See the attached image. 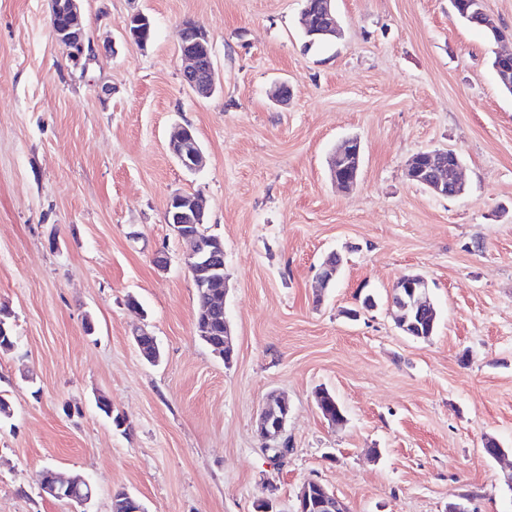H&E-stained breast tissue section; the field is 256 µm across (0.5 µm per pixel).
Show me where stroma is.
I'll list each match as a JSON object with an SVG mask.
<instances>
[{
	"label": "stroma",
	"instance_id": "1",
	"mask_svg": "<svg viewBox=\"0 0 512 512\" xmlns=\"http://www.w3.org/2000/svg\"><path fill=\"white\" fill-rule=\"evenodd\" d=\"M334 5L341 36L308 50L303 0H81L94 54L77 66L50 0H0V307L17 338L0 353L12 406L0 512H73L41 493L48 467L95 485L86 512H112L118 489L146 512H255L267 495L297 512L311 480L348 512H447L460 494L469 512H512V94L492 69L499 45L453 20L450 0ZM137 10L155 27L144 46L121 30ZM186 19L212 45L207 99L181 79ZM178 124L198 137L199 172L168 147ZM348 137L362 168L344 193L328 158ZM438 148L463 161L459 197L406 176ZM184 192L205 199L206 231L224 242L228 365L194 333L187 247L164 221ZM333 252L336 285L316 295ZM411 272L437 310L426 341L401 333L388 303ZM367 293L377 306L363 312ZM319 388L343 426L319 412ZM272 391L291 407L283 457L254 427ZM489 438L506 459L484 453Z\"/></svg>",
	"mask_w": 512,
	"mask_h": 512
}]
</instances>
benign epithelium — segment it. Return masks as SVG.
<instances>
[{"label":"benign epithelium","instance_id":"obj_1","mask_svg":"<svg viewBox=\"0 0 512 512\" xmlns=\"http://www.w3.org/2000/svg\"><path fill=\"white\" fill-rule=\"evenodd\" d=\"M333 0H314L301 15L302 25L307 34L315 36L336 37L340 25ZM51 23L57 40L71 54L75 63L85 57L86 38L81 23L80 0H51ZM472 23L487 28L498 34L499 26L484 8V0H470V10L464 12ZM149 22V16L141 11L127 16L122 24L123 35L134 42L138 41L139 31L134 26ZM180 52L185 60L182 79L185 85L202 98L210 97L216 89L215 69L212 47L206 32L195 21L188 19L180 28ZM494 71L506 89L512 92V52L498 54ZM170 148L181 166L188 171H197L205 166L206 159L197 137L185 125H177L170 136ZM362 161L361 142L352 137L344 140L336 148L331 158V179L336 187L353 190L359 179ZM463 163L458 154L449 149L424 150L413 156L408 168L410 181L425 187L431 193L442 197H458L464 192L462 178ZM174 205L172 220L178 230L175 234L191 243L187 254V267L193 281L200 287L207 288L224 271V243L217 240L206 247L199 243L195 235L179 231L185 224H202L205 209L202 200L196 194L176 193L170 197ZM342 265V259L336 254L329 255L319 271L321 286L325 287L336 277ZM428 287L427 280L410 273L401 276L395 284L391 302H400L413 311L415 318L422 323L429 322L434 315L430 303L424 300ZM214 354L224 359L225 364L232 361L233 346L229 323H224V343L214 346ZM289 421L288 401L276 392L267 395L265 406L256 420V430L264 441L276 442L286 433ZM49 479L40 481L42 493L56 498L67 499L72 505L84 506L94 495L89 481L83 477H68L55 470L47 469ZM319 493L310 494L309 487L299 498L298 512H346L344 502L336 494L322 485H317ZM112 512H145L141 503L130 494L120 497V502H112Z\"/></svg>","mask_w":512,"mask_h":512}]
</instances>
